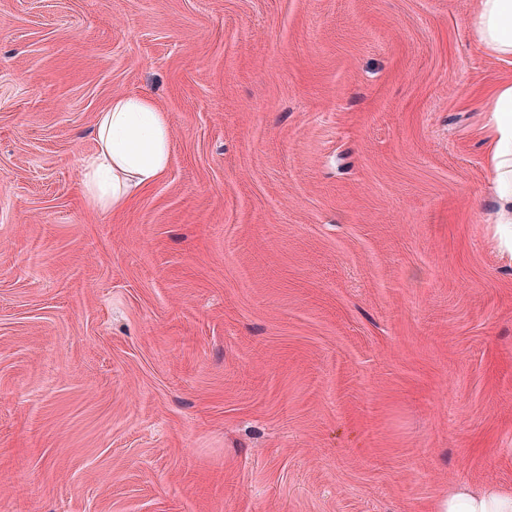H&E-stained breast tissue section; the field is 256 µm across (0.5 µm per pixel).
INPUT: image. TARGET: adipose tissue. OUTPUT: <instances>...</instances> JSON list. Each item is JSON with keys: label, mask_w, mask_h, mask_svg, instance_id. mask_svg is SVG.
I'll return each instance as SVG.
<instances>
[{"label": "adipose tissue", "mask_w": 512, "mask_h": 512, "mask_svg": "<svg viewBox=\"0 0 512 512\" xmlns=\"http://www.w3.org/2000/svg\"><path fill=\"white\" fill-rule=\"evenodd\" d=\"M479 46L512 62V0H479L472 20ZM494 124L491 148L495 221L512 224V84L489 104ZM98 149L84 164L83 189L92 208L109 212L142 187L157 181L169 161V134L159 112L142 98L121 97L101 112ZM437 512H512V493L496 486L461 484L441 500Z\"/></svg>", "instance_id": "adipose-tissue-1"}]
</instances>
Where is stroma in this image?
<instances>
[{
    "label": "stroma",
    "mask_w": 512,
    "mask_h": 512,
    "mask_svg": "<svg viewBox=\"0 0 512 512\" xmlns=\"http://www.w3.org/2000/svg\"><path fill=\"white\" fill-rule=\"evenodd\" d=\"M478 0H0V512L512 491ZM168 168L83 196L100 112ZM98 149L84 164L83 189L92 208L110 212L157 181L169 161V134L146 99L121 97L100 112Z\"/></svg>",
    "instance_id": "obj_1"
}]
</instances>
